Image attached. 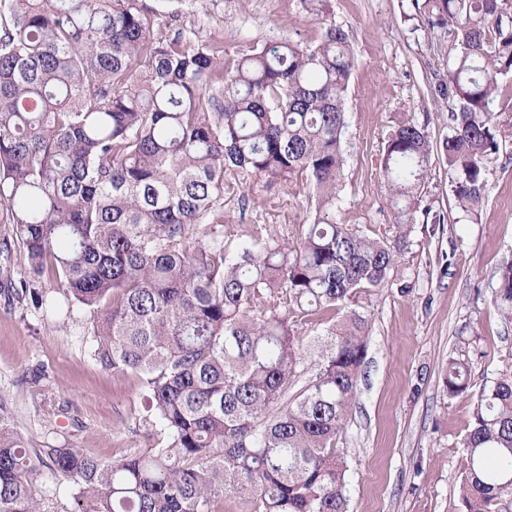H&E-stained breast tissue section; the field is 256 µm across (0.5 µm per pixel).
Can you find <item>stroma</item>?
Listing matches in <instances>:
<instances>
[{"instance_id":"obj_1","label":"stroma","mask_w":512,"mask_h":512,"mask_svg":"<svg viewBox=\"0 0 512 512\" xmlns=\"http://www.w3.org/2000/svg\"><path fill=\"white\" fill-rule=\"evenodd\" d=\"M356 56L345 120L344 179L337 219L360 233L390 238L395 215L382 173V143L407 117L434 141L448 133L449 103L429 86L447 75L443 30L417 31L414 0H328ZM197 27L224 43L233 61L247 47L290 38L309 42L317 25L301 0H193L167 28ZM500 137L477 221L459 218L448 164L433 154L417 222L388 278L371 295L368 350L356 403L337 446L348 472L349 512H458L469 397H448L441 373L460 339L473 340L475 383L512 367V319L493 303L496 271L512 259V77L498 79ZM218 220L233 241L264 227L289 238L307 199L298 186H264L235 175ZM446 223H433L436 212ZM19 247L0 252V392L29 446L50 424L73 448L113 461L143 447L133 433L143 414L136 375L103 368L93 356L88 314L66 303L34 310L4 289L6 272L25 271Z\"/></svg>"}]
</instances>
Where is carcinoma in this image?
I'll return each mask as SVG.
<instances>
[{
	"label": "carcinoma",
	"instance_id": "obj_1",
	"mask_svg": "<svg viewBox=\"0 0 512 512\" xmlns=\"http://www.w3.org/2000/svg\"><path fill=\"white\" fill-rule=\"evenodd\" d=\"M0 0V220L23 249L10 283L36 310L90 313L95 359L146 397L144 448L105 463L44 427L18 435L0 395V512H40L29 475L69 484L68 512H349L336 448L367 350L364 299L416 223L434 144L401 119L383 146L395 239L337 221L345 102L355 58L324 0H303L317 37L224 45L184 28L186 0ZM414 26L448 32L435 98L452 101L439 151L458 208L478 215L500 150L492 105L512 74V0H425ZM302 181L310 218L293 241L232 243L212 221L226 174ZM493 302L512 318V262ZM342 313L336 319V313ZM470 347L448 358L450 397L469 395L460 512H512V370L473 390Z\"/></svg>",
	"mask_w": 512,
	"mask_h": 512
}]
</instances>
